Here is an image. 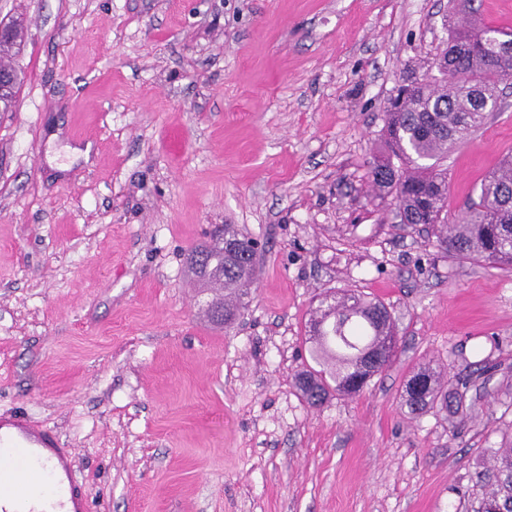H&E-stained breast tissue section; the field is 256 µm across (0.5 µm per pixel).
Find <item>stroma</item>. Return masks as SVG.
<instances>
[{"label": "stroma", "instance_id": "obj_1", "mask_svg": "<svg viewBox=\"0 0 512 512\" xmlns=\"http://www.w3.org/2000/svg\"><path fill=\"white\" fill-rule=\"evenodd\" d=\"M16 17L0 418L55 436L90 512H472L512 436V275L438 252L365 178L451 0H0ZM510 155L512 77L444 161L449 212ZM220 224L265 243L229 329L186 266ZM345 288L389 306L398 354L311 407L309 310ZM427 361L472 380L476 405L403 413Z\"/></svg>", "mask_w": 512, "mask_h": 512}]
</instances>
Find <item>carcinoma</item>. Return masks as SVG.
<instances>
[{"instance_id": "obj_1", "label": "carcinoma", "mask_w": 512, "mask_h": 512, "mask_svg": "<svg viewBox=\"0 0 512 512\" xmlns=\"http://www.w3.org/2000/svg\"><path fill=\"white\" fill-rule=\"evenodd\" d=\"M0 66L12 74V85L0 94V112H11L24 83L21 71L7 62L22 41V26L4 24ZM512 33L474 19L451 32L446 45L447 78L400 87L386 110L381 137L385 153L368 162L367 179L381 194L393 198L399 223L425 231L435 246L451 258L512 271V156L490 173L477 197L464 209L448 213V169L440 167L466 131L469 140L495 111L498 86L512 75V56L496 51L489 38ZM256 239L230 224L215 229L207 241L187 256L188 268L210 295L205 314L215 322L216 307L224 309V327L233 326L248 310L255 291ZM396 324L387 305L357 288L323 294L310 310L305 343L312 364L297 376V387L310 406L330 395L359 393L397 355ZM440 372L427 365L405 385L401 409L410 415L463 406L465 394L441 388ZM493 463L476 473L481 488L472 512H512V440L490 448Z\"/></svg>"}]
</instances>
